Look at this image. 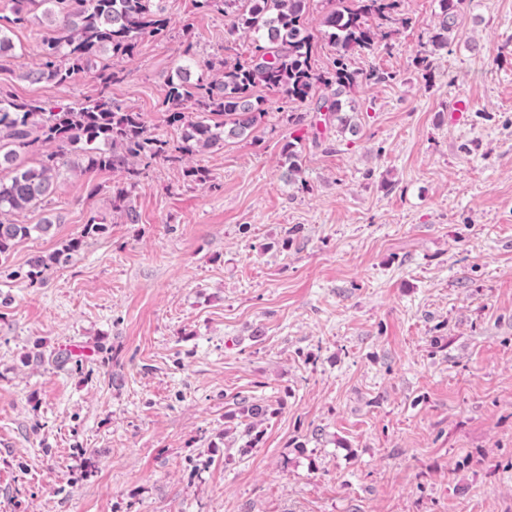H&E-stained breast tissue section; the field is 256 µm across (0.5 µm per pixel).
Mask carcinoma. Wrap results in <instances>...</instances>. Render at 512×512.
<instances>
[{"label":"carcinoma","instance_id":"obj_1","mask_svg":"<svg viewBox=\"0 0 512 512\" xmlns=\"http://www.w3.org/2000/svg\"><path fill=\"white\" fill-rule=\"evenodd\" d=\"M194 2L197 9L229 17L230 34L249 40L251 51L243 59L197 61L191 54V28L185 27L184 62L169 77L162 102L167 123L181 130L172 143L150 133L142 113L115 104L109 94L119 79L116 63L132 58L145 37L167 35L162 0H12L10 23L26 25L40 14L54 24L53 33L39 41L38 63L22 78L32 84L65 83L85 75L97 81L100 92L74 106L0 95V167L10 172L9 178H0L1 262L18 240L50 230L49 224H17L10 216L47 201L63 170L122 173L123 181L112 185V211L138 223L131 192L140 176L157 161L180 162L249 136L267 114L257 95L260 87L293 104L286 120L298 130L313 126L305 108L314 104L336 133L358 135V115L344 111L343 97L360 84L382 82L389 75L352 68L351 55L371 52L392 38L394 25L402 22V0H321L326 5L323 36L336 47L333 68L326 71L316 65L318 41L308 23L311 0ZM463 4L439 0L437 23L416 56L425 74L433 69V56L448 49V32ZM7 31L0 24V72L16 56ZM188 104L196 111H185ZM43 146L56 150L30 164L28 155ZM281 156L286 181L306 185L301 137L288 139ZM81 246L82 239L73 238L47 258H31L27 270L16 276L30 286L42 285L52 267L69 262Z\"/></svg>","mask_w":512,"mask_h":512}]
</instances>
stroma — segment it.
Returning a JSON list of instances; mask_svg holds the SVG:
<instances>
[{"instance_id":"obj_1","label":"stroma","mask_w":512,"mask_h":512,"mask_svg":"<svg viewBox=\"0 0 512 512\" xmlns=\"http://www.w3.org/2000/svg\"><path fill=\"white\" fill-rule=\"evenodd\" d=\"M163 6L170 39H144L110 92L173 141L183 26L200 59L249 44L193 0ZM437 10L403 0L392 48L352 55L390 78L351 94L358 136L308 143L305 185L263 88L255 131L193 158L210 182L153 164L138 223L113 212L112 172L64 174L16 214L51 229L0 265V512H512V0H466L426 81ZM47 32L10 30L0 88L96 98L84 75L21 79ZM92 219L107 231L44 286L20 279ZM301 137L289 138L282 146L281 156L286 170L283 177L288 183L305 185L304 178V155Z\"/></svg>"}]
</instances>
